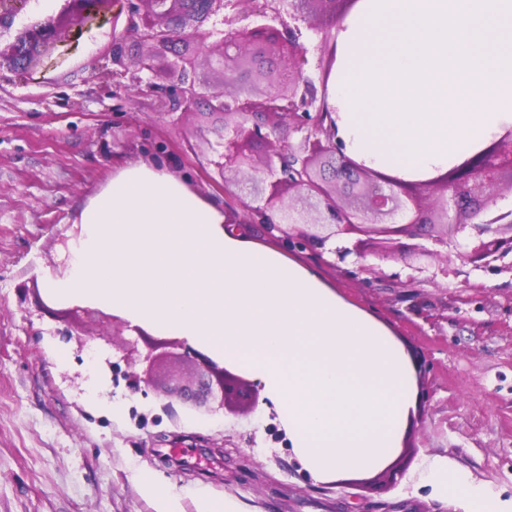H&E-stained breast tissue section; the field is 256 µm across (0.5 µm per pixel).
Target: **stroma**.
Masks as SVG:
<instances>
[{"instance_id": "35a3bbf8", "label": "stroma", "mask_w": 512, "mask_h": 512, "mask_svg": "<svg viewBox=\"0 0 512 512\" xmlns=\"http://www.w3.org/2000/svg\"><path fill=\"white\" fill-rule=\"evenodd\" d=\"M298 28L304 73L321 83L336 31L316 11ZM112 40L107 24L85 32L58 66L0 73V512H157L140 488L144 472L178 498L180 512H196L204 494L243 512H465L459 497L430 484L432 457L512 506L511 255L477 269L452 252L412 285L400 260L370 256L361 272L355 256L283 244L422 361L414 379L425 399L390 460L326 479L297 454L268 398L245 412L167 395L169 376L191 379V365L169 359L144 383L143 355L124 351L136 338L125 314L103 306L91 335L69 336L66 321L41 310L43 300L66 309L44 277L64 269L79 211L119 157L155 159L223 199L250 238L269 240L217 165L223 114L200 101L169 110L172 53L152 70L117 73ZM176 442L218 460V474L206 480L166 462L161 451Z\"/></svg>"}]
</instances>
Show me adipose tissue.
<instances>
[{
    "label": "adipose tissue",
    "instance_id": "obj_1",
    "mask_svg": "<svg viewBox=\"0 0 512 512\" xmlns=\"http://www.w3.org/2000/svg\"><path fill=\"white\" fill-rule=\"evenodd\" d=\"M79 222L66 268L47 278L52 297L110 304L251 373L316 477L376 469L398 448L415 405L404 348L315 269L238 234L223 203L166 168L127 160ZM429 478L467 512H502L443 460Z\"/></svg>",
    "mask_w": 512,
    "mask_h": 512
}]
</instances>
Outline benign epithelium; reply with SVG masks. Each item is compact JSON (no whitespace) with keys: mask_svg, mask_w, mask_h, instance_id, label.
I'll use <instances>...</instances> for the list:
<instances>
[{"mask_svg":"<svg viewBox=\"0 0 512 512\" xmlns=\"http://www.w3.org/2000/svg\"><path fill=\"white\" fill-rule=\"evenodd\" d=\"M119 1L122 7L116 12L114 5ZM28 2L0 0V71L51 57L62 34L72 27H100L124 18L121 36L112 41V63L125 65L128 36L152 48L137 59L139 71L152 68L154 53H175L172 67L182 81L181 95L204 100L210 110L224 114L223 171L246 181L248 193L259 202L248 207L250 215L288 242L323 248L341 235H362L382 258L412 259L408 266L416 272L426 269L422 261L439 258L443 250H453L484 268L512 255V210L468 224L497 208L504 175L512 181V128L448 171L418 183L370 169L345 154L342 142L336 140L326 98L318 96L314 81L303 76L304 45L291 30L288 38L280 40L265 23L268 18L283 24L287 16L303 18L314 5L329 7L336 0H263L253 12L259 21L242 26L239 16H226L224 10L243 0H62L58 10L32 14L21 26H14L16 15ZM218 23L224 29L217 32ZM216 33L220 40L208 43ZM179 42H194L202 50L219 53L225 89L210 94L196 91L195 81L188 76L194 59L176 50ZM264 46L285 61L281 71L266 75L269 89L261 94L229 90L247 71L248 58ZM273 116L288 122L271 129ZM261 142L270 143V150L258 160L251 148ZM284 185L296 192L295 201H283L280 188ZM423 188L438 194L426 202ZM402 236H419L427 243L415 246L409 256ZM65 315L75 319L74 330L84 331L99 320L100 311L76 305ZM136 331L151 350L144 371V379L150 381L161 360L179 358L175 349L181 343L155 339L139 327ZM184 357L193 359L194 368L207 376L208 394L220 407L235 406L245 380L195 350H185Z\"/></svg>","mask_w":512,"mask_h":512,"instance_id":"benign-epithelium-1","label":"benign epithelium"}]
</instances>
